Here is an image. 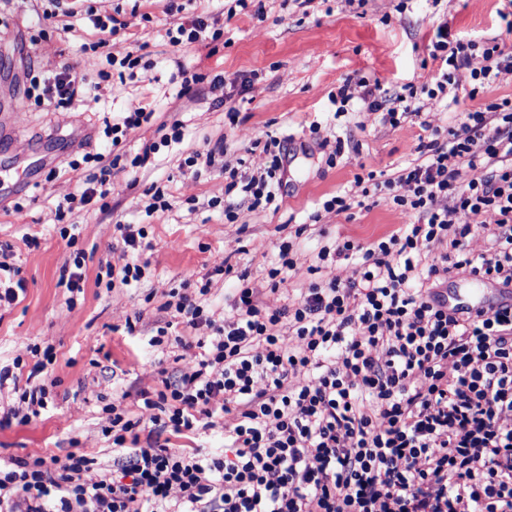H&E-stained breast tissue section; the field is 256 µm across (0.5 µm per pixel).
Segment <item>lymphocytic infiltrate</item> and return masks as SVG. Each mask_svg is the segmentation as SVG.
Segmentation results:
<instances>
[{"label":"lymphocytic infiltrate","mask_w":512,"mask_h":512,"mask_svg":"<svg viewBox=\"0 0 512 512\" xmlns=\"http://www.w3.org/2000/svg\"><path fill=\"white\" fill-rule=\"evenodd\" d=\"M432 46L441 54L434 86L409 89L386 107L366 78L347 77L332 102L359 101L396 128L436 107L448 87L478 88L512 71L498 42L454 41L444 24ZM94 90L67 66L50 80L30 77L25 97L60 108ZM152 117L138 106L105 122L114 154L68 161V171L85 176L58 202L59 214L111 195L120 146ZM269 145L264 173L228 169L226 192L255 207L275 203L282 153L278 140ZM163 147L183 154L188 167L216 162L215 150L186 146L177 121L132 167ZM418 151L421 162L392 177L355 178L372 181L407 224L366 245L322 247L297 301L264 305L244 280L219 322L207 283L172 289L175 315L191 333L161 327L149 344L193 352L194 366L142 400L158 431L177 435H199L214 417L230 416L223 454L152 439L128 445L139 422L122 407L125 390L108 406L111 471L75 452L0 462V512H512V307L455 317L441 288L456 270L512 285V100L467 112ZM115 230L131 257L105 275L139 283L149 267L138 257L145 233L130 224ZM477 234L489 243L478 254L470 246ZM344 261L355 278L334 275ZM29 351L36 362L0 426L30 423L48 406L40 375L53 349Z\"/></svg>","instance_id":"lymphocytic-infiltrate-1"}]
</instances>
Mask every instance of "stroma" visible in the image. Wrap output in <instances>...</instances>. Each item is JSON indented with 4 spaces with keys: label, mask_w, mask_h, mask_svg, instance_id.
Instances as JSON below:
<instances>
[{
    "label": "stroma",
    "mask_w": 512,
    "mask_h": 512,
    "mask_svg": "<svg viewBox=\"0 0 512 512\" xmlns=\"http://www.w3.org/2000/svg\"><path fill=\"white\" fill-rule=\"evenodd\" d=\"M183 13L169 15L165 0H77L74 27L60 35L54 24L38 20L41 0H0V16L10 23L12 37L0 42V245L12 247L10 263L26 282L24 298L0 308V368L15 358L31 362L29 346L50 345L56 356L44 370L53 387L48 408L30 424L0 427V459L32 454L65 456L87 452L103 466L112 464V441L102 433L105 405L112 394L129 388L153 391L159 368L176 375L192 367L191 358L176 360L175 349L158 352L148 341L157 329L174 324L164 307L170 289L185 279H206L216 313L224 297L247 277L263 288V299L279 306L295 299L309 276L305 267L277 292L265 291L267 271L277 252L276 241L303 228L306 253L344 238L364 244L395 232L406 217L381 194H363L354 183L358 173L392 176L417 159L419 144L429 142L436 126L456 125L465 112L512 99V73L471 92L462 86L455 97L400 127L381 123L376 112L336 115L329 97L349 76L378 79L379 96L393 99L407 86L433 84L439 65L430 56V40L440 23L455 38L484 43L497 41L512 55V0H265V19L240 14L225 19V0H183ZM107 13L124 21L125 29L98 45L91 13ZM150 21H142V14ZM217 21L224 34L210 45L170 46L165 31L195 18ZM141 55L143 68L134 78L102 82L98 99H76L57 112H39L25 95L28 70L50 76L74 66L96 79L109 54ZM213 78L255 77L243 92L225 87L228 105L238 109L228 120L226 107L212 94L190 101L178 98L169 81L177 67ZM152 109V124L129 132L124 152L140 153L145 143L159 140L158 124L180 121L189 143L207 150L225 147L224 165L242 166L253 174L264 171L263 145L278 138L289 146V186L281 191L279 209L252 207L238 196H225L222 167H180L175 154L160 150L146 167H120L112 173V195L66 217L56 204L76 192L79 177L53 176L52 170L71 154L87 150L109 153L111 145L98 134L103 117H116L134 106ZM320 124L312 133L311 124ZM343 154L336 164L328 156ZM161 186L171 210L148 212L150 185ZM348 193L351 209L325 212L321 202ZM22 213H15V204ZM232 207L234 221L224 217ZM144 229L149 263L137 284L106 288L97 284L101 265L122 266L126 258L114 229L116 223ZM75 228L77 248L86 258L84 291L70 298L58 281L72 262V248L60 235L62 226ZM35 245H28V238ZM231 273H223L222 265ZM134 331H127L126 322Z\"/></svg>",
    "instance_id": "1"
}]
</instances>
